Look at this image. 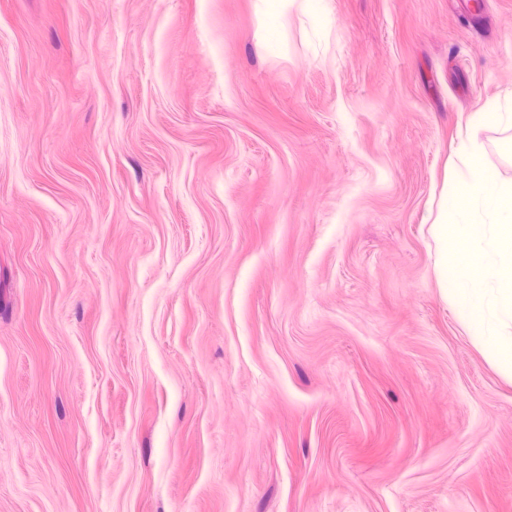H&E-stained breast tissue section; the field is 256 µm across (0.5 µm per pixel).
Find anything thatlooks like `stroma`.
Masks as SVG:
<instances>
[{
	"label": "stroma",
	"mask_w": 512,
	"mask_h": 512,
	"mask_svg": "<svg viewBox=\"0 0 512 512\" xmlns=\"http://www.w3.org/2000/svg\"><path fill=\"white\" fill-rule=\"evenodd\" d=\"M492 110L512 0H0V512H512L431 237ZM295 0H259L257 21L259 36L266 44L276 49L286 45V19Z\"/></svg>",
	"instance_id": "stroma-1"
}]
</instances>
